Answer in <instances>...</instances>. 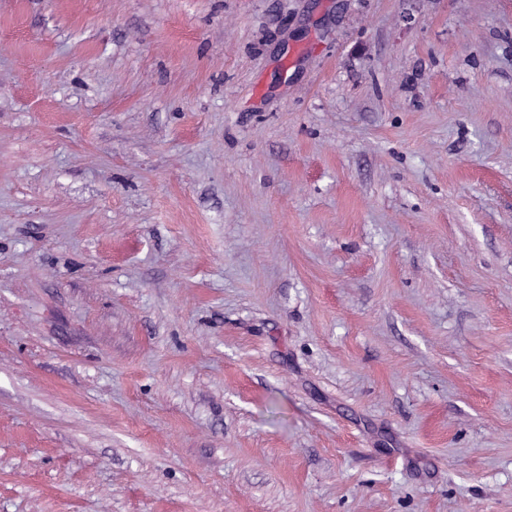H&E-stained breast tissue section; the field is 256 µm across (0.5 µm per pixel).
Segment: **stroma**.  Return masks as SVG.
I'll list each match as a JSON object with an SVG mask.
<instances>
[{
	"mask_svg": "<svg viewBox=\"0 0 512 512\" xmlns=\"http://www.w3.org/2000/svg\"><path fill=\"white\" fill-rule=\"evenodd\" d=\"M0 512H512V0H0Z\"/></svg>",
	"mask_w": 512,
	"mask_h": 512,
	"instance_id": "stroma-1",
	"label": "stroma"
}]
</instances>
